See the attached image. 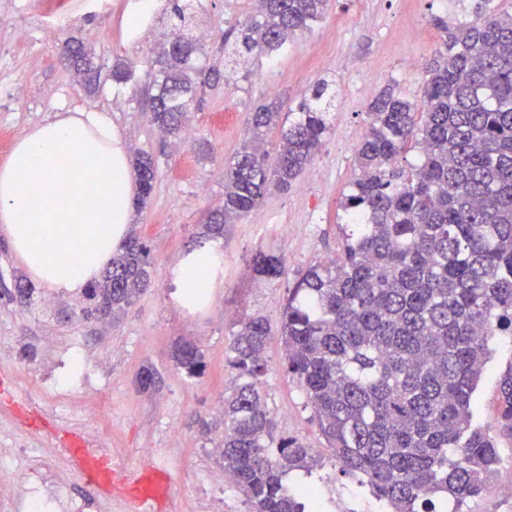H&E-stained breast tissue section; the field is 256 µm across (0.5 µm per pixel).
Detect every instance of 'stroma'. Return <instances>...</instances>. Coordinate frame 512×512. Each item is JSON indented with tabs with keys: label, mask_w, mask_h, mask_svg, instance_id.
<instances>
[{
	"label": "stroma",
	"mask_w": 512,
	"mask_h": 512,
	"mask_svg": "<svg viewBox=\"0 0 512 512\" xmlns=\"http://www.w3.org/2000/svg\"><path fill=\"white\" fill-rule=\"evenodd\" d=\"M133 0H111L100 13L87 0H71L83 13L76 33L102 68L106 82L87 90L60 58L68 30L42 39L40 24L56 0H0V12L14 9V22L0 26V163L27 130L59 112L99 109L111 112L129 154L151 153L158 173L145 207H134L131 231L147 243L153 285L116 320L60 319L74 296L38 286L33 303L23 306L0 298V462H17L22 448L36 449L71 489L82 486L69 446L107 449L125 474L122 482L91 492L93 512H120L142 473L159 469L166 491L155 512H247L244 495L231 481L211 475L221 467L224 399L236 387L228 363L235 326L259 314L270 324L263 354V390L276 423V435L296 438L313 448L319 466L311 479L325 512H376L368 488L339 473L302 389L282 370L280 320L288 290L308 267L328 265L340 256L341 203L357 175L355 153L366 132L370 103L387 85L417 100L425 66L442 46L434 17L455 18L454 0H331L326 15L288 45L251 57L247 76H234L233 89L213 82L189 112L192 139H170L145 114L152 85L138 65L155 57L165 41L163 26L129 31ZM207 13L193 27L205 34L203 63L223 65L224 38L233 25L255 16L253 0H206ZM135 65L126 82L112 80L113 69ZM336 82L331 129L311 164L288 189L275 190L237 223L224 227L213 249L224 256V285L208 306L188 314L173 300L168 270L196 246L207 216L224 200V167L245 141L255 107L280 103L295 107L319 79ZM205 192H198V184ZM282 251L288 275L257 280L249 264L259 250ZM195 344L205 364L203 375L183 373L174 359L179 342ZM512 366V340L493 345V355L475 401V419L493 422L496 384ZM155 384L142 388L143 368ZM53 375L55 389L41 379ZM512 485V441L500 443V463L488 491L465 502L462 512H512L501 489Z\"/></svg>",
	"instance_id": "1"
}]
</instances>
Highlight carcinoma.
I'll use <instances>...</instances> for the list:
<instances>
[{
	"instance_id": "cac0c4a2",
	"label": "carcinoma",
	"mask_w": 512,
	"mask_h": 512,
	"mask_svg": "<svg viewBox=\"0 0 512 512\" xmlns=\"http://www.w3.org/2000/svg\"><path fill=\"white\" fill-rule=\"evenodd\" d=\"M200 0L167 4L171 39L154 61L157 94L149 121L179 137L205 83L192 23ZM330 0H256L257 19L224 41L232 68L281 48L322 19ZM473 19L443 17L444 50L426 68L420 103L386 88L370 105L356 150L357 177L344 196L342 254L310 267L288 289L281 319L284 372L301 384L339 472L367 485L386 512H461L482 495L499 463V440L512 439V365L497 387L492 424L474 421V396L492 344L512 337V12L498 0H457ZM84 84L101 71L72 53ZM336 83L321 78L281 119L280 106L253 112L247 139L224 168V204L208 216L205 237L243 218L273 189H286L320 151L330 130ZM278 131L269 159L265 144ZM417 162L399 158L409 146ZM138 204L150 200L157 169L138 153ZM254 273L275 282L288 274L280 254L258 251ZM151 252L131 236L101 279L84 293V320L117 318L151 284ZM270 325L253 317L232 332L237 387L224 399L222 467L248 512H311L316 488L291 483L311 474L312 449L275 439L262 392ZM176 364L189 376L202 355L180 345Z\"/></svg>"
}]
</instances>
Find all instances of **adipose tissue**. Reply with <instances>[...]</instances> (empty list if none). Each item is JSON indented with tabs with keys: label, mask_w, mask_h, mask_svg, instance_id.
<instances>
[{
	"label": "adipose tissue",
	"mask_w": 512,
	"mask_h": 512,
	"mask_svg": "<svg viewBox=\"0 0 512 512\" xmlns=\"http://www.w3.org/2000/svg\"><path fill=\"white\" fill-rule=\"evenodd\" d=\"M135 196L112 115L78 110L31 127L0 163V237L33 278L83 294L130 233ZM179 294L224 282V258L195 248L169 271Z\"/></svg>",
	"instance_id": "1"
}]
</instances>
